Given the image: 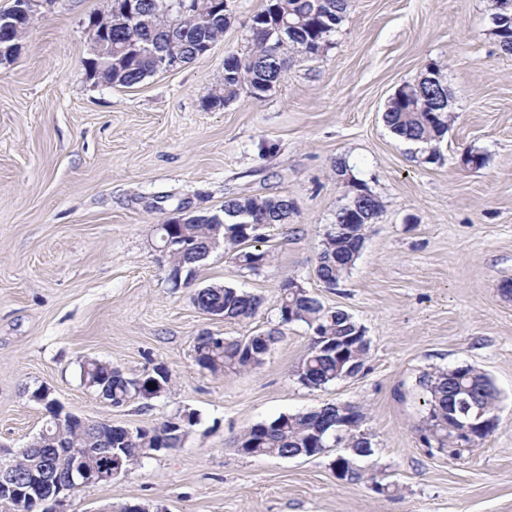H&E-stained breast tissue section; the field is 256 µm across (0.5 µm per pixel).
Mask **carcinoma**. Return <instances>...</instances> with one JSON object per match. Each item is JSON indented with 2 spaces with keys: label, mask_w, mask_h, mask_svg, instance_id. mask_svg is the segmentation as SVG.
Masks as SVG:
<instances>
[{
  "label": "carcinoma",
  "mask_w": 512,
  "mask_h": 512,
  "mask_svg": "<svg viewBox=\"0 0 512 512\" xmlns=\"http://www.w3.org/2000/svg\"><path fill=\"white\" fill-rule=\"evenodd\" d=\"M152 23L138 29L122 16L112 17V44L121 46L130 38H135L142 48L133 52L126 62L128 75L118 84L130 87L143 82V76L154 65L148 55V48L164 40L170 28L181 31L185 38V52L194 55L197 44L216 42L223 34L227 23L223 18L207 19L200 14L183 13L177 0H148ZM347 0H266L264 8L252 16V25L247 27V45L238 53H230L224 58V73L206 98L211 108H221L246 89L256 101L265 98L274 84L280 82L288 71L290 61L295 56H311L331 44L339 26L344 20ZM493 16L498 20L494 32L500 49L512 53V10L502 7V0H496ZM289 20L295 23L291 30L282 31L280 22ZM407 92L392 96L387 104L383 120L390 131L403 141L426 146L437 145L448 131L451 113L444 111L435 121L429 119L432 91L416 89V83L406 84ZM383 205L377 196H372L366 217L351 222L348 235L339 237L336 232H326L322 248L318 254L319 267L316 278L329 288L336 287L349 273L360 256L364 245L365 224H372L378 218ZM217 215L224 220L220 226L207 220L209 213H202L200 223L184 224L178 227L184 238L198 247H204L213 238L221 239L224 257L237 266L258 272L273 258L272 250L265 247L266 238L256 233L249 223L290 224L295 211L289 200L282 196H234L224 201ZM173 269L183 268L186 279L195 280L197 265L188 263V257L173 255L167 259ZM293 281L285 277L278 289V311L280 323L302 322L311 330H319V335L311 336L306 356L297 370L306 372L305 386L319 389L341 379L333 344L336 340L354 333L356 322L342 309L325 307L309 291L290 288ZM194 303L203 311L220 310L224 320L242 322L253 318L263 304L257 294L242 291L226 285H209L198 288L194 293ZM279 331L270 329L254 333L245 338L227 339L203 332L195 339L194 353L198 365L213 374L225 370L250 371L261 366L272 346L278 340ZM369 351V344L360 342L348 351L345 366L352 367L350 375L362 371ZM82 379L96 392L112 394V405L120 407L135 398L150 400L166 393L172 382L169 370L160 365L146 371L140 377H128L112 365L91 361L81 368ZM429 406L424 430L426 439L435 440L440 447L453 445L454 425L450 412L458 411L459 406L481 407L494 414L498 407V393L491 379L472 365H462L454 369L425 374L420 379ZM336 417V406L327 404L315 410L284 414L267 423L259 424L244 431L236 439L238 451L249 456H280L283 454L319 453L318 445H330L333 433L315 442L314 429ZM152 443L158 448H177L181 444L178 432L169 428L168 422L151 429ZM57 440L62 448L77 451L92 444L91 436L80 422L72 421L57 430ZM345 440L361 458L372 456V448L362 445L358 429L350 430ZM112 447L122 449L124 466L130 468L149 456L139 437H127L125 427L112 426ZM44 457L40 450L24 451L12 460L15 471L23 475L35 468ZM344 479L350 483L370 481L379 486V492L389 489V485L377 480L364 468L349 466Z\"/></svg>",
  "instance_id": "cac0c4a2"
}]
</instances>
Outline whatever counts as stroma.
<instances>
[{
  "mask_svg": "<svg viewBox=\"0 0 512 512\" xmlns=\"http://www.w3.org/2000/svg\"><path fill=\"white\" fill-rule=\"evenodd\" d=\"M265 0H234L203 57L126 88L89 80L85 22L107 0H36L11 61L0 62V442L36 436L49 387L65 410L128 428L192 411L178 448L106 484L80 488L67 512L140 503L162 512H512V54L491 33L494 0H348L319 56L294 58L263 100L223 108L205 98L228 52L243 50ZM443 65L452 119L432 162L383 121L389 98L426 64ZM483 155L482 166L462 157ZM383 204L337 287L314 275L347 187L336 159ZM285 196L296 216L265 229L271 263L252 272L213 252L193 286L172 287L153 227L178 204L218 211L227 197ZM296 277L348 312L370 342L364 369L319 389L297 367L311 332L281 324L278 286ZM264 297L227 322L199 310L196 288ZM279 329L262 366L211 374L195 361L204 330L228 338ZM136 377L168 368L170 391L111 406L81 377L85 360ZM471 365L499 392L498 425L473 452L426 443L420 376ZM362 406L374 453L361 464L389 482L337 477L344 447L312 457L241 454L234 440L283 414Z\"/></svg>",
  "mask_w": 512,
  "mask_h": 512,
  "instance_id": "obj_1",
  "label": "stroma"
}]
</instances>
